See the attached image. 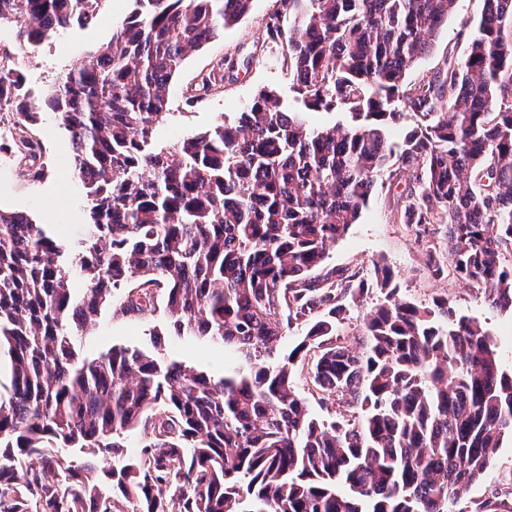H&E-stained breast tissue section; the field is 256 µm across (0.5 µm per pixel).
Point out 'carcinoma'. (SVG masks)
Instances as JSON below:
<instances>
[{
	"label": "carcinoma",
	"mask_w": 512,
	"mask_h": 512,
	"mask_svg": "<svg viewBox=\"0 0 512 512\" xmlns=\"http://www.w3.org/2000/svg\"><path fill=\"white\" fill-rule=\"evenodd\" d=\"M97 0H0V25L39 48L89 25ZM112 39L35 101L0 67V110L54 114L85 188L87 238L70 252L44 225L0 209V512H448L512 436V373L490 334L448 299L385 300L362 349L337 334L346 281L311 272L357 223L377 179L411 172L404 217L443 224L448 262L512 310V0H484L466 56L404 88L457 0H281L289 93L352 123L310 127L276 90L233 123L155 144L186 52L240 22L252 0H133ZM418 118L402 147L387 129ZM26 176L45 175L30 139ZM224 350V376L152 348L81 355L104 309ZM305 325L288 353L278 346ZM363 411L318 420L295 388ZM137 434V448L127 437ZM495 489L487 512H512Z\"/></svg>",
	"instance_id": "obj_1"
}]
</instances>
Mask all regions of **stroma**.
Masks as SVG:
<instances>
[{"instance_id":"obj_1","label":"stroma","mask_w":512,"mask_h":512,"mask_svg":"<svg viewBox=\"0 0 512 512\" xmlns=\"http://www.w3.org/2000/svg\"><path fill=\"white\" fill-rule=\"evenodd\" d=\"M280 0H253L250 13L237 25L226 29L208 44L188 52L170 86L168 116L156 130V143L173 147L193 133L207 130L220 118L235 120L238 113L260 90L287 93L290 71L285 60L286 40L268 37L270 18H278L281 30H288V19L279 18ZM483 0H458L456 8L439 31L429 53L406 74L405 86L443 68L447 56L464 57L467 43L458 33L480 17ZM132 9V0H98L97 19L87 26L57 29L37 50L21 46L16 29L0 26V53H10L24 75L25 88L37 99L61 75L78 67L89 50L107 43L120 30ZM214 75L210 88L201 79ZM18 138L34 137L44 147L47 171L43 179L24 178L16 156L0 151V207L22 212L48 233L62 236L71 251H78L87 232L85 190L73 174L72 148L53 114L41 112L37 125L17 127ZM412 184L410 173L383 174L358 224L336 242L328 258L316 269L318 278L342 279L360 271L371 276L374 264L387 266L393 286L402 296L423 305L437 297L448 298L457 313L478 321L495 338L506 371H512V312L491 307L459 278L433 276L427 261L430 248L444 249L446 232L442 225L429 226L419 234L400 220L404 199ZM383 299L379 288L346 296L343 318L337 326L348 345L357 346L366 316ZM166 327L163 312L149 321H136L119 309L105 310L93 336L83 339L80 350L97 355L112 345L150 347L154 331ZM297 391L305 397L313 415L344 422L360 423L362 411L343 403L320 398L307 374H299ZM512 476V439H504L494 463L481 478L463 489L450 512H477L490 492L502 488Z\"/></svg>"}]
</instances>
